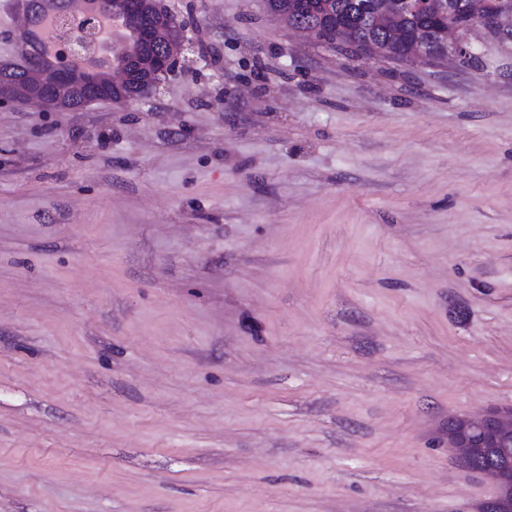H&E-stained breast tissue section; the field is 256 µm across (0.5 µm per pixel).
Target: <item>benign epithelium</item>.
Wrapping results in <instances>:
<instances>
[{
    "instance_id": "1",
    "label": "benign epithelium",
    "mask_w": 512,
    "mask_h": 512,
    "mask_svg": "<svg viewBox=\"0 0 512 512\" xmlns=\"http://www.w3.org/2000/svg\"><path fill=\"white\" fill-rule=\"evenodd\" d=\"M444 14L448 17L444 33V45L448 55L455 58L474 56L469 34L482 28L504 38H512V5L502 0H446ZM96 18L88 15L69 14L60 31L65 53L53 71V86L63 89L70 84L68 58L89 56L98 44ZM194 47L189 38L170 41L152 61L150 78L167 76L169 71H177L197 62L193 57ZM431 51L425 43L415 40L410 43L406 62L419 63L429 59ZM130 74L127 65H120L110 76L112 89L120 93L129 84ZM99 80H87V89L73 103L80 109L87 104L102 100L97 92ZM448 447L452 448L457 463L464 469H471L474 453L478 448H496L505 456H512V409L491 408L478 415H448ZM483 472L502 489V492L481 503L478 512H512V503L507 500L505 489L512 482V470L497 466L483 469Z\"/></svg>"
}]
</instances>
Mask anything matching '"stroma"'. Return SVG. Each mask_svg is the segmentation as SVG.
Segmentation results:
<instances>
[{"mask_svg":"<svg viewBox=\"0 0 512 512\" xmlns=\"http://www.w3.org/2000/svg\"><path fill=\"white\" fill-rule=\"evenodd\" d=\"M165 2L208 65L0 105V512H474L441 427L512 407V40Z\"/></svg>","mask_w":512,"mask_h":512,"instance_id":"1","label":"stroma"}]
</instances>
